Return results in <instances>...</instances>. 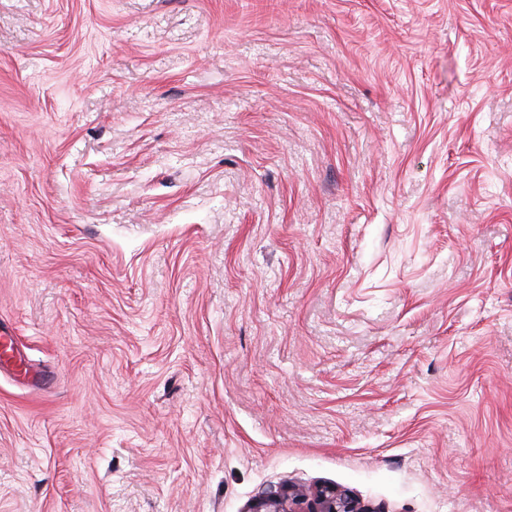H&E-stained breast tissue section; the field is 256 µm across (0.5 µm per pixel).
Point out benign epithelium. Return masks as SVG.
<instances>
[{"label": "benign epithelium", "instance_id": "7a95c632", "mask_svg": "<svg viewBox=\"0 0 512 512\" xmlns=\"http://www.w3.org/2000/svg\"><path fill=\"white\" fill-rule=\"evenodd\" d=\"M252 512H364L349 494L334 487L318 489L312 501L290 489L269 491L253 506Z\"/></svg>", "mask_w": 512, "mask_h": 512}]
</instances>
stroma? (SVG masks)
Instances as JSON below:
<instances>
[{"mask_svg":"<svg viewBox=\"0 0 512 512\" xmlns=\"http://www.w3.org/2000/svg\"><path fill=\"white\" fill-rule=\"evenodd\" d=\"M0 512H512V0H0ZM306 504L304 510L303 505ZM251 512H365L359 503L346 492L335 487L324 486L318 489L312 502L290 489L269 491L253 506Z\"/></svg>","mask_w":512,"mask_h":512,"instance_id":"stroma-1","label":"stroma"}]
</instances>
